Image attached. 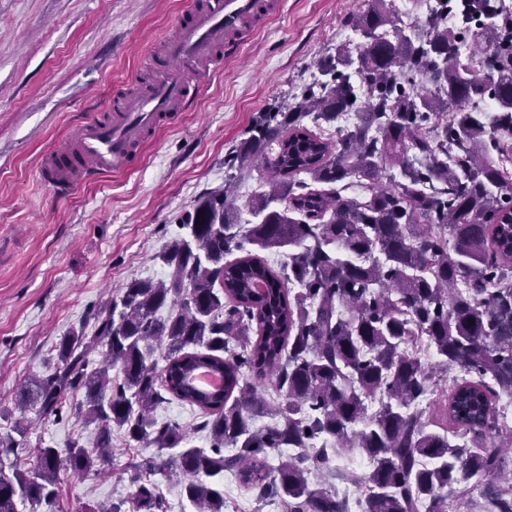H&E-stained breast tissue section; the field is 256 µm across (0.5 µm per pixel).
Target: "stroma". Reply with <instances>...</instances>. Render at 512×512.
Masks as SVG:
<instances>
[{"mask_svg":"<svg viewBox=\"0 0 512 512\" xmlns=\"http://www.w3.org/2000/svg\"><path fill=\"white\" fill-rule=\"evenodd\" d=\"M361 0H283L242 39L218 71L196 78L190 102L159 127L128 169L61 194L40 175L43 155L105 112L113 92L142 89L146 57L175 34L189 0H0V434L26 427L20 461L45 445L93 448L95 429L70 411L37 418L17 407L22 386L52 373L56 347L135 279H163L156 259L197 201L223 190L225 156L262 112L286 107L318 61L357 43L343 21ZM209 447L198 409L176 400L153 412ZM112 434V456L76 475L60 467L54 506L19 512H82L124 499L120 471L131 454Z\"/></svg>","mask_w":512,"mask_h":512,"instance_id":"obj_1","label":"stroma"}]
</instances>
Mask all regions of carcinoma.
<instances>
[{
  "mask_svg": "<svg viewBox=\"0 0 512 512\" xmlns=\"http://www.w3.org/2000/svg\"><path fill=\"white\" fill-rule=\"evenodd\" d=\"M511 20L498 0H462L451 17L435 0L418 32L393 0H364L347 18L363 41L320 61L300 99L262 113L224 159L232 180L256 158L271 171V190L251 202L260 222H235L227 187L202 198L158 254L168 278L132 281L97 312L92 335L61 339L60 365L22 387V410L83 415L100 458L115 428L130 443L179 449L160 464L131 457L130 499L90 512H169L152 479L169 467L195 512H224V490L202 477L226 472L286 512H348L336 490L309 482L329 442L369 460L354 479L361 512H448L450 501L469 512L473 486L486 512H512V429L498 409L512 396ZM485 99L491 117L476 105ZM345 112L356 113L346 127ZM307 117L336 136L309 130ZM386 165L402 180L383 185ZM347 180L366 195H341ZM285 248L278 270L258 255ZM415 342L441 371L459 369L450 391ZM99 349L101 367L85 371ZM200 367L221 374L220 390L191 383ZM271 377L275 401L252 384ZM435 394L437 422L421 407ZM168 397L201 411L210 447L191 445L177 423L157 425L151 412ZM262 416L273 423L255 427ZM17 447L0 436L11 470L0 465V512L53 504L58 450L39 447L23 467L10 460ZM94 464L68 446L72 473Z\"/></svg>",
  "mask_w": 512,
  "mask_h": 512,
  "instance_id": "obj_1",
  "label": "carcinoma"
}]
</instances>
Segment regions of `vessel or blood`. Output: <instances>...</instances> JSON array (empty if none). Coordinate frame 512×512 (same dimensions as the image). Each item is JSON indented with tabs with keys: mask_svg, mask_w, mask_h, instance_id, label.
Here are the masks:
<instances>
[{
	"mask_svg": "<svg viewBox=\"0 0 512 512\" xmlns=\"http://www.w3.org/2000/svg\"><path fill=\"white\" fill-rule=\"evenodd\" d=\"M280 0H208L176 22L177 33L150 66L154 79L138 94L114 95L106 113L82 126L72 145L46 153L41 177L67 193L82 182L127 168L135 147L192 97L191 79L202 68L222 69L224 49Z\"/></svg>",
	"mask_w": 512,
	"mask_h": 512,
	"instance_id": "b4317fda",
	"label": "vessel or blood"
}]
</instances>
